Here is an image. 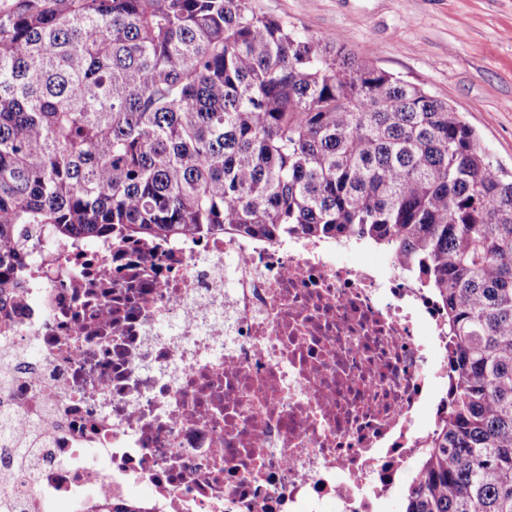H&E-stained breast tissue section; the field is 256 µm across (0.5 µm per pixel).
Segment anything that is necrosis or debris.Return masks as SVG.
Returning a JSON list of instances; mask_svg holds the SVG:
<instances>
[{
  "label": "necrosis or debris",
  "instance_id": "necrosis-or-debris-1",
  "mask_svg": "<svg viewBox=\"0 0 512 512\" xmlns=\"http://www.w3.org/2000/svg\"><path fill=\"white\" fill-rule=\"evenodd\" d=\"M20 240L0 407L45 429L28 512H378L445 411L444 311L394 257L227 233Z\"/></svg>",
  "mask_w": 512,
  "mask_h": 512
}]
</instances>
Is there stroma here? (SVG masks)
Masks as SVG:
<instances>
[{"label": "stroma", "instance_id": "obj_1", "mask_svg": "<svg viewBox=\"0 0 512 512\" xmlns=\"http://www.w3.org/2000/svg\"><path fill=\"white\" fill-rule=\"evenodd\" d=\"M298 33L342 36L357 56L448 102L512 170V0H261Z\"/></svg>", "mask_w": 512, "mask_h": 512}]
</instances>
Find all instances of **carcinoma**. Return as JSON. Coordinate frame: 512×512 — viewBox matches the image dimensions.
I'll return each mask as SVG.
<instances>
[{
  "mask_svg": "<svg viewBox=\"0 0 512 512\" xmlns=\"http://www.w3.org/2000/svg\"><path fill=\"white\" fill-rule=\"evenodd\" d=\"M392 246L448 309V412L404 512H512V173L447 102L260 0L0 7V324L20 230ZM40 428L0 412L10 473Z\"/></svg>",
  "mask_w": 512,
  "mask_h": 512,
  "instance_id": "1",
  "label": "carcinoma"
}]
</instances>
